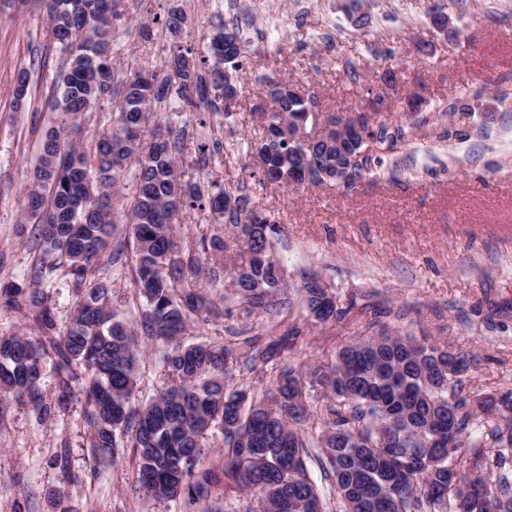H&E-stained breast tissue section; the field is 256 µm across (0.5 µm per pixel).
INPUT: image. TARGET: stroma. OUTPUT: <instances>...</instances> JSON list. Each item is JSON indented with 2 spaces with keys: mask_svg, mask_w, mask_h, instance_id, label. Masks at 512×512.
<instances>
[{
  "mask_svg": "<svg viewBox=\"0 0 512 512\" xmlns=\"http://www.w3.org/2000/svg\"><path fill=\"white\" fill-rule=\"evenodd\" d=\"M251 35L243 51L237 112L232 117L169 104L190 141L221 142L223 151L199 176L211 191H242L275 222L276 250L300 333L288 352L271 356L275 380L287 365L325 363L359 337L365 322L471 351L472 384L495 396L512 392V0H370L369 20L355 26L349 0H235ZM187 15L179 37L164 19L173 6ZM112 55L122 73L159 71L179 47L205 55L218 24L219 0H124ZM447 15L455 39L432 17ZM148 23L151 39L136 28ZM61 57L48 37L37 0L0 11V284L25 281L39 246L24 221L25 187L38 163L42 133L58 124L48 105ZM353 62L357 81L344 75ZM28 70L24 100L17 75ZM395 71L385 85L382 75ZM275 72L314 91L325 114L367 110L386 95L395 111L423 92V124L352 191L304 189L265 182L250 145L262 133L249 109L259 75ZM472 114L449 122L451 106ZM112 306L134 320L130 268L104 266ZM322 278L340 298L341 319L320 324L297 302L298 285ZM217 302L189 341L265 336L272 319L245 311L229 282L208 285ZM163 346L143 341L137 399L147 402L163 380ZM84 399L73 387L54 418L42 420L14 397L0 399V512H183L180 502L154 500L135 482L137 460L124 448L112 471L95 474L82 424Z\"/></svg>",
  "mask_w": 512,
  "mask_h": 512,
  "instance_id": "1",
  "label": "stroma"
}]
</instances>
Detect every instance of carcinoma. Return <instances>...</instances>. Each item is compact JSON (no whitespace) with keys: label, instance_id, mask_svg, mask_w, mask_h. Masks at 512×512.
<instances>
[{"label":"carcinoma","instance_id":"1","mask_svg":"<svg viewBox=\"0 0 512 512\" xmlns=\"http://www.w3.org/2000/svg\"><path fill=\"white\" fill-rule=\"evenodd\" d=\"M52 43L64 56L52 84L51 106L62 120L41 139L27 190V214L36 226L39 258L28 283L0 289V307L33 315L34 328L0 334V393L28 401L43 419L63 406L83 375V426L94 473L112 470L124 445L137 457L139 489L151 498L180 501L186 512H222L214 470L205 466V442L220 436L224 492L253 493L248 512H512V399L497 398L467 384L472 353L441 342L419 343L409 334L377 330L368 322L361 339L335 352L333 360L307 370L288 367L275 386L257 387L270 354L288 348L299 327L286 328L263 349L252 340L239 346L202 341L186 344L193 317L208 314L194 280L216 284L229 274L243 306L289 315L281 295L285 275L275 252L271 220L253 223L246 194L208 198L209 212L224 221V235L199 240L198 254L177 251L175 217L202 206L201 183L186 178L187 134L158 117V105L176 98L217 107L209 96L238 98L240 31L218 29L210 39L212 62L166 57L160 73L134 72L117 79L111 56L113 20L120 0H44ZM174 7L165 28L176 37L186 25ZM263 136L253 148L264 176L300 188L333 184L336 160L366 178L409 134L407 122L388 113L387 99L361 113L374 123L379 153L367 144L336 154L330 131H305L288 139L306 111L318 112V96L286 80L265 76ZM112 101V126L80 140L86 120L103 100ZM133 178L135 201L115 217L109 189ZM123 224V236H115ZM131 265L133 288L143 304L132 327L111 307V284L99 276L103 262ZM66 268L75 302L68 321L57 320L39 287ZM307 316L317 323L340 319L338 297L310 276L298 288ZM165 346V385L135 404L139 380L138 337ZM58 377L56 401L41 392L46 368ZM240 379H235V376ZM324 396L311 410L309 392ZM321 427L311 439L310 420ZM317 460L329 493L313 481Z\"/></svg>","mask_w":512,"mask_h":512}]
</instances>
